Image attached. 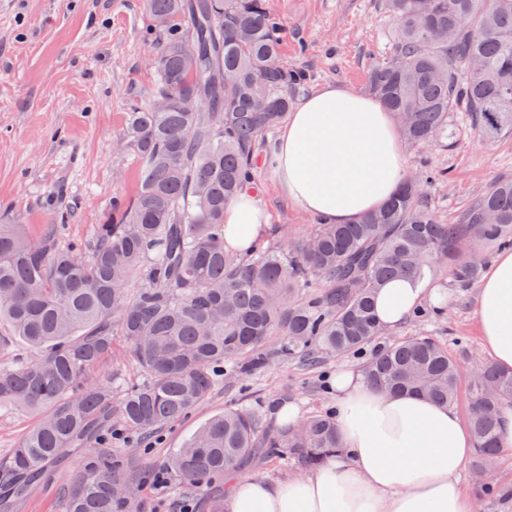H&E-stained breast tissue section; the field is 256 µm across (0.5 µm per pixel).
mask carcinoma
<instances>
[{
    "mask_svg": "<svg viewBox=\"0 0 512 512\" xmlns=\"http://www.w3.org/2000/svg\"><path fill=\"white\" fill-rule=\"evenodd\" d=\"M161 44L149 57L158 86L127 113L120 140L139 162L131 199L112 198V217L91 242L61 241L63 225L33 237L0 224V320L31 347L0 367V405L40 413L0 460V512L50 465L86 444L61 512H118L123 488L141 480L108 438L112 415L146 437L208 400L219 377L247 375L278 353L315 366L371 345L363 370L376 388L458 400L459 366L433 336L381 343L374 306L391 280L419 281L446 268L467 287L475 238L512 243V179L478 195L454 224L428 205V169L406 178L381 208L354 224L314 225L282 246L267 237L242 255L224 246V205L254 189L260 142L283 123L304 73L280 61L284 28L266 0H145ZM395 28L373 60L366 90L391 112L412 146L452 145L466 113L484 138L512 134V0H384ZM143 374L112 393L100 372L117 342ZM512 374L484 362L468 389L474 469L502 450L500 403ZM258 448L299 470L340 450L332 414L271 432L247 408L208 420L168 458L184 481L235 471Z\"/></svg>",
    "mask_w": 512,
    "mask_h": 512,
    "instance_id": "carcinoma-1",
    "label": "carcinoma"
}]
</instances>
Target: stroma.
I'll list each match as a JSON object with an SVG mask.
<instances>
[{"label": "stroma", "instance_id": "obj_1", "mask_svg": "<svg viewBox=\"0 0 512 512\" xmlns=\"http://www.w3.org/2000/svg\"><path fill=\"white\" fill-rule=\"evenodd\" d=\"M267 4L285 29L283 64L307 75L296 99L327 84L364 92L370 65L387 52L394 31L382 0ZM154 38L142 0H0V224L25 225L36 236L44 225L61 223L64 240H85L94 225L105 222L113 195L136 191L138 161L115 142L129 109L147 102L155 88L157 77L147 64ZM454 124L449 148H404L408 172H440L427 197L445 224L456 223L495 181L512 178V136L484 140L462 112ZM276 140L271 133L261 145L254 198L268 214V229L283 241L308 232L313 219L280 191L265 160ZM437 280L448 298L441 317L409 319L388 336L421 332L438 338L457 360L465 391L488 359L478 332V288L454 287L443 271ZM365 359L362 353L328 357L309 369L296 357L278 356L247 377L222 379L206 402L149 441L126 433L113 437V447L123 449L146 475L131 488L126 512H176V503L187 497L195 512H208L209 499L224 496L226 479L197 488L174 476L166 491L153 489L150 477L173 449L230 406L266 416L273 403L284 400L305 416L329 411L331 374L341 365L362 366ZM86 456V449H75L48 469L18 512H61L62 495Z\"/></svg>", "mask_w": 512, "mask_h": 512}]
</instances>
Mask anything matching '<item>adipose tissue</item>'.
Listing matches in <instances>:
<instances>
[{"mask_svg":"<svg viewBox=\"0 0 512 512\" xmlns=\"http://www.w3.org/2000/svg\"><path fill=\"white\" fill-rule=\"evenodd\" d=\"M279 186L304 213L351 224L388 201L406 176L389 112L340 85L307 96L291 112L273 153ZM268 222L245 193L224 206L226 246L248 251ZM433 281H391L375 296L390 327L426 301H442ZM478 325L484 351L512 372V252L482 280ZM343 447L303 475L238 478L227 512H474L462 477L474 440L457 411L416 394L372 387L354 366L330 378Z\"/></svg>","mask_w":512,"mask_h":512,"instance_id":"ef3b65f1","label":"adipose tissue"}]
</instances>
